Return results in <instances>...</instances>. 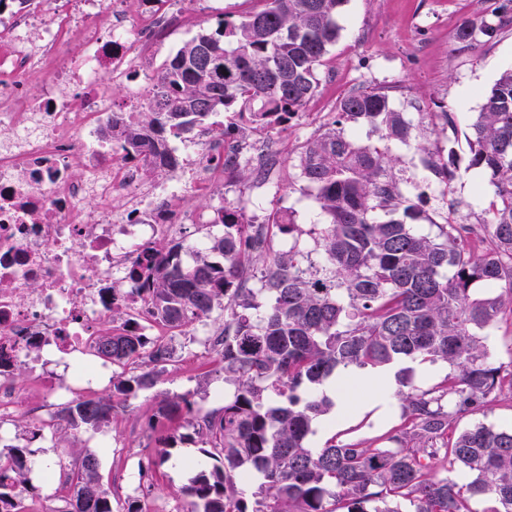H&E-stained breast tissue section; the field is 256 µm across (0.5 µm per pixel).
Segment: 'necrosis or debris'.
<instances>
[{
	"mask_svg": "<svg viewBox=\"0 0 512 512\" xmlns=\"http://www.w3.org/2000/svg\"><path fill=\"white\" fill-rule=\"evenodd\" d=\"M182 23L175 6L157 12L147 0H68L61 12L56 0H31L0 12V350L25 365L39 344L72 376L25 385L0 369V421L100 376L106 365L90 348L113 309L160 334L117 284L147 242L199 223L192 200L223 170L224 144L194 142L176 171L147 154L122 160L106 131L113 83L137 81L125 111L142 110L150 60ZM73 39L82 47L74 63L64 56ZM33 83L40 97L25 93Z\"/></svg>",
	"mask_w": 512,
	"mask_h": 512,
	"instance_id": "necrosis-or-debris-1",
	"label": "necrosis or debris"
}]
</instances>
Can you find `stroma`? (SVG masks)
I'll return each mask as SVG.
<instances>
[{"label": "stroma", "instance_id": "35a3bbf8", "mask_svg": "<svg viewBox=\"0 0 512 512\" xmlns=\"http://www.w3.org/2000/svg\"><path fill=\"white\" fill-rule=\"evenodd\" d=\"M496 0H347L338 23L336 42L319 69L317 96L283 129L246 131L242 142L251 148L267 147L278 164L269 182H240L224 179L197 194L194 206L203 221L214 216L215 208L227 201L261 198L262 208L248 209L255 222H263L272 211L289 208L303 229L321 222L320 209L303 195L292 163L301 146L332 118L339 101L352 89L377 88L387 91L396 106L419 101L423 111L445 109L455 114L454 126L436 130L432 138L444 150H454L456 178L449 201L467 203L471 240L485 234L482 222L486 202L475 186L476 171L468 167L469 125L479 110L481 95L499 74L512 67V21L498 36L473 47L455 39L457 27L467 19L489 14ZM185 26L170 34L167 46L157 53L155 67L172 57L186 42L204 30H214L218 21H235L255 9V0H180ZM281 191H274V183ZM220 317L206 325H189L172 333L177 359L168 365L152 389L129 397L115 408L104 426L66 429L64 442L42 443L37 459L49 467L48 473L33 475L32 498H40L59 483L63 468L69 467L85 449L99 453L100 474L112 492V512H127L139 502L142 512H181L186 499L181 492L196 464L202 461L200 442L184 420L153 422L163 398L186 395L198 407L216 409L232 396L233 386L213 373L212 352L204 343V333L216 330ZM175 436L176 442L166 462H159V439Z\"/></svg>", "mask_w": 512, "mask_h": 512}]
</instances>
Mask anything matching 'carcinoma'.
Returning <instances> with one entry per match:
<instances>
[{
	"label": "carcinoma",
	"instance_id": "obj_1",
	"mask_svg": "<svg viewBox=\"0 0 512 512\" xmlns=\"http://www.w3.org/2000/svg\"><path fill=\"white\" fill-rule=\"evenodd\" d=\"M261 7L226 20L185 43L165 64L149 103L132 118L112 116V135L126 157L142 153L150 136L191 132L210 114L230 124L271 131L310 102L317 69L336 42L337 17L348 0H257ZM512 13L502 0L491 15L465 21L457 42L468 47L496 37ZM454 125L453 113L424 112L417 101L396 109L379 89H355L334 120L302 146L295 168L319 204L323 222L314 247L301 243L293 213L265 222L245 219L228 203L212 223L224 234L187 265L179 244L152 241L126 274L150 311L170 329L207 319L224 322L210 344L231 401L213 411L185 397H166L161 418L185 416L216 461L185 487L189 512H512V429L483 424L459 430L457 416L512 395V361L487 362V341L512 321V69L483 94L470 124L468 168L488 176L482 244L460 232L461 203L423 209L431 185L448 196L456 177L453 152L433 149L429 128ZM367 127L377 143L363 144L346 128ZM416 143L432 180L400 168L391 144ZM237 180H269L252 160L224 158ZM426 221L434 237L417 234ZM94 354L122 371L112 395L68 403L58 418L72 427L109 422L114 399L153 388L173 362V346L142 336L125 321L104 329ZM397 361H443L455 368L428 389L412 367L397 374L402 422L369 441L332 437L309 442L313 423L334 400L321 387L350 368L381 370ZM27 445L0 455V512H18L30 483ZM98 455L88 450L66 473L72 494L59 512H112ZM259 477L258 490L242 486Z\"/></svg>",
	"mask_w": 512,
	"mask_h": 512
}]
</instances>
